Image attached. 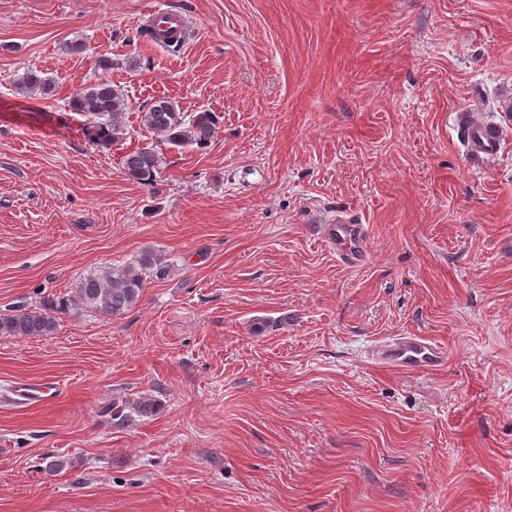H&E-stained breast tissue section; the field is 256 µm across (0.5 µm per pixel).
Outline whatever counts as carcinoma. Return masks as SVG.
Returning a JSON list of instances; mask_svg holds the SVG:
<instances>
[{
	"label": "carcinoma",
	"mask_w": 512,
	"mask_h": 512,
	"mask_svg": "<svg viewBox=\"0 0 512 512\" xmlns=\"http://www.w3.org/2000/svg\"><path fill=\"white\" fill-rule=\"evenodd\" d=\"M20 89L31 94L52 92L50 82L34 71L26 74ZM70 105L72 111L85 118L84 130L91 140L109 145L119 142L126 134L128 104L107 77H99L74 93ZM141 122L165 143L178 147H205L217 129L213 114L198 112L188 118L164 98L148 106ZM160 164L161 157L151 147L136 148L122 157L127 175L141 183L154 181ZM168 268L162 253L144 249L128 263L87 273L66 294L49 296L33 307L0 314V337L51 336L61 317L83 311L112 318L122 316L138 303L148 284L164 279ZM159 408V401L149 396L121 398L112 402L109 414L113 425L124 427L132 422V415L152 416Z\"/></svg>",
	"instance_id": "1"
}]
</instances>
